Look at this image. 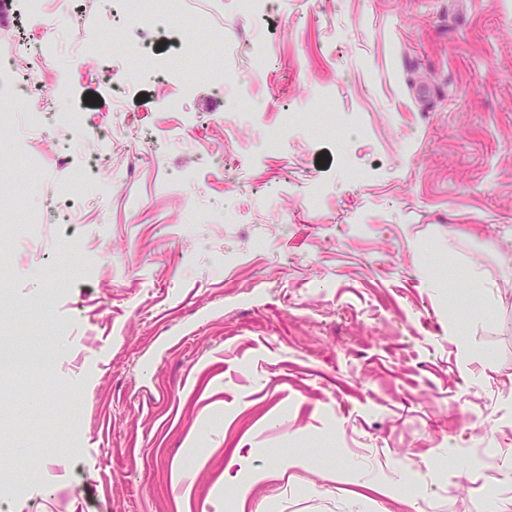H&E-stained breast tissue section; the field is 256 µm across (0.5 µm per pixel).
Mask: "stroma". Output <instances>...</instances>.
<instances>
[{
  "label": "stroma",
  "instance_id": "stroma-1",
  "mask_svg": "<svg viewBox=\"0 0 512 512\" xmlns=\"http://www.w3.org/2000/svg\"><path fill=\"white\" fill-rule=\"evenodd\" d=\"M182 12L55 17L47 107L121 128L91 195L63 128L35 181L26 144L0 157V470H44L0 512H235L240 445L266 472L246 512H350L366 480L362 512H489L512 497V0ZM133 32L119 84L72 77ZM148 60L226 79L186 93ZM245 448H235L224 467V498L227 495L232 497L238 502L239 509L241 512L245 511L247 490L246 482L241 479V473L243 467L247 464L248 460L252 455V449L249 448L246 454H242Z\"/></svg>",
  "mask_w": 512,
  "mask_h": 512
}]
</instances>
